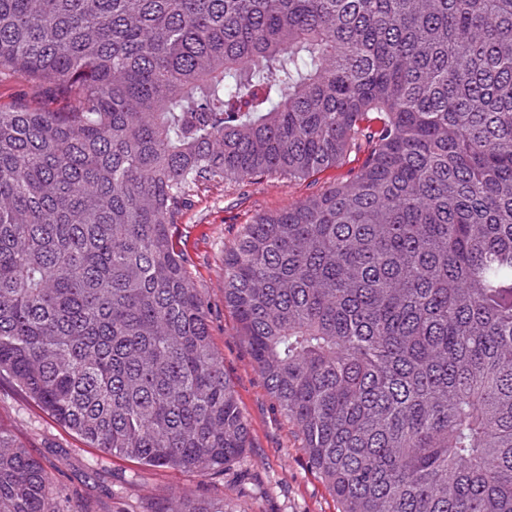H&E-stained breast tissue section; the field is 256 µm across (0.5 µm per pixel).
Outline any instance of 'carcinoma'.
<instances>
[{
  "label": "carcinoma",
  "instance_id": "cac0c4a2",
  "mask_svg": "<svg viewBox=\"0 0 512 512\" xmlns=\"http://www.w3.org/2000/svg\"><path fill=\"white\" fill-rule=\"evenodd\" d=\"M0 380L90 447H250L172 242L196 189L363 155L224 253L339 512H512V0H0ZM0 512H65L0 426ZM164 512H237L181 496ZM34 93L29 86L21 80L7 79L0 82V106L3 108L14 106L22 99H33Z\"/></svg>",
  "mask_w": 512,
  "mask_h": 512
}]
</instances>
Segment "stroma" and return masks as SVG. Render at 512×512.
Wrapping results in <instances>:
<instances>
[{
	"mask_svg": "<svg viewBox=\"0 0 512 512\" xmlns=\"http://www.w3.org/2000/svg\"><path fill=\"white\" fill-rule=\"evenodd\" d=\"M350 171L344 165L291 183L269 178L228 188L211 186L194 197L172 229L176 248L185 255L209 310L213 346L250 426L251 446L223 480L104 454L50 419L9 382L0 383V425L56 473L57 488L69 508L134 512L153 507L162 512L170 498L188 495L231 500L237 512H337L335 499L308 465L246 344L235 334V316L224 305V250L259 214L298 203Z\"/></svg>",
	"mask_w": 512,
	"mask_h": 512,
	"instance_id": "35a3bbf8",
	"label": "stroma"
}]
</instances>
